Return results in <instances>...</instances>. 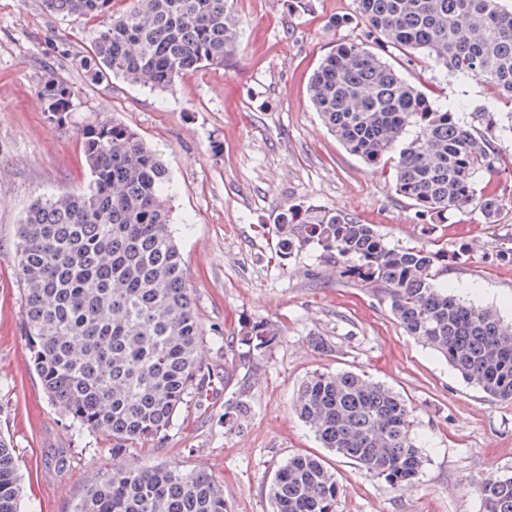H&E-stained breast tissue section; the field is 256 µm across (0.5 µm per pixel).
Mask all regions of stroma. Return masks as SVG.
Here are the masks:
<instances>
[{
	"label": "stroma",
	"mask_w": 512,
	"mask_h": 512,
	"mask_svg": "<svg viewBox=\"0 0 512 512\" xmlns=\"http://www.w3.org/2000/svg\"><path fill=\"white\" fill-rule=\"evenodd\" d=\"M242 21L232 66L188 72L170 92L120 80L90 83L72 59L88 51L97 23L51 14L42 0H0V435L18 457L24 512H75L89 470L144 462L202 470L224 487L228 512H271L268 488L288 456L324 454L341 490L339 512H482L479 481L512 474V402L467 384L447 361L410 336L383 293L340 278L320 248L274 254V227L288 208H335L392 245L447 248L462 258L449 286L512 322V195L495 223L478 202L428 228L388 173L346 151L308 97L313 70L339 41H362L354 0H231ZM69 53H56V42ZM389 62L437 102L512 99L484 82L444 76L423 56L392 51ZM73 84L80 104L66 124L48 121L36 97L49 73ZM117 118L162 153L176 178L173 232L208 338L236 337L244 322L281 329L269 352L234 361L227 388L205 405L187 402L150 450L113 453L102 433L77 434L47 399L30 361L17 274L16 226L38 195L83 190L89 175L77 127ZM354 371L398 393L412 408L425 463L412 485L390 488L351 460L323 452L294 413L313 371ZM247 416L224 425L229 405ZM64 464H57L58 455Z\"/></svg>",
	"instance_id": "35a3bbf8"
}]
</instances>
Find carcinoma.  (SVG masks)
Masks as SVG:
<instances>
[{
	"label": "carcinoma",
	"instance_id": "carcinoma-1",
	"mask_svg": "<svg viewBox=\"0 0 512 512\" xmlns=\"http://www.w3.org/2000/svg\"><path fill=\"white\" fill-rule=\"evenodd\" d=\"M55 14L93 18L101 28L76 65L95 83L121 78L173 90L197 68L225 66L241 21L230 0H44ZM354 19L372 38L341 42L315 70L311 102L345 149L371 166L391 165L395 191L418 218L444 224L476 195L487 222L503 197L478 177L495 174L498 135H512L494 106H438L385 59L391 47L424 55L458 81H483L512 97V10L501 0H355ZM77 90L50 73L37 90L57 123L75 110ZM87 189L36 196L17 225L24 333L52 403L78 434L105 431L115 448L155 445L188 399L208 400L230 374L211 372L187 271L171 229L172 171L139 135L116 120L77 128ZM278 257L308 245L341 276L381 290L407 333L446 358L462 378L512 402V324L448 291L441 278L461 252L395 247L358 218L298 205L275 225ZM277 328L244 324L231 354L266 353ZM297 415L326 448L392 488L414 481L424 457L414 418L390 388L354 372H314L299 389ZM336 476L308 454L288 457L269 489L272 512H338ZM483 512H512V476L481 480ZM14 449L0 437V512H21ZM76 512H227L222 485L176 465L130 464L90 475Z\"/></svg>",
	"mask_w": 512,
	"mask_h": 512
}]
</instances>
